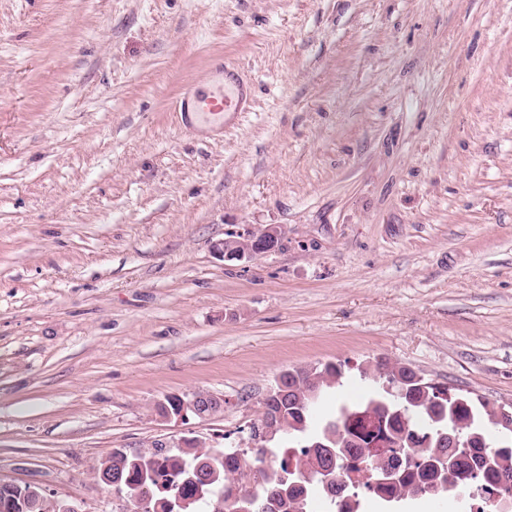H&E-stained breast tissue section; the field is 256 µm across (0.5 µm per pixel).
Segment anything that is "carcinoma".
Instances as JSON below:
<instances>
[{
  "instance_id": "1",
  "label": "carcinoma",
  "mask_w": 512,
  "mask_h": 512,
  "mask_svg": "<svg viewBox=\"0 0 512 512\" xmlns=\"http://www.w3.org/2000/svg\"><path fill=\"white\" fill-rule=\"evenodd\" d=\"M375 391L356 404H343L330 419L315 415L321 392L340 382L344 365L327 362L298 367L279 376V391L263 401L259 425L285 438L282 446L220 448L217 454L194 446L158 444L142 465L112 454L106 470L112 481L150 498L153 512H240L247 500L264 512H307L309 496L295 491L307 480L326 494L327 512H376L393 501L418 499L430 489L453 487L463 474L481 491L478 512H498L491 494L512 482V430L495 422L498 405L450 392L407 365L379 360L359 368ZM402 396H395L396 392ZM390 447L374 448L382 433ZM469 441L465 447L462 441ZM334 475L330 483L323 472ZM0 512H54L37 500L13 503Z\"/></svg>"
}]
</instances>
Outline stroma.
Here are the masks:
<instances>
[{
	"label": "stroma",
	"instance_id": "1",
	"mask_svg": "<svg viewBox=\"0 0 512 512\" xmlns=\"http://www.w3.org/2000/svg\"><path fill=\"white\" fill-rule=\"evenodd\" d=\"M381 357L512 406V0H0V482L129 512L114 449L251 447L280 373L348 364L327 416ZM244 86L238 83H226L218 88H210L207 92H196L191 99L195 113L218 114L220 112H247L248 102ZM282 238L280 225L247 227L243 231L227 235L216 248L224 260L249 264L279 250ZM223 408L224 398L209 392H196L185 397L169 395L157 404V411L161 417L165 419L177 417L185 421L189 415L205 418L220 412Z\"/></svg>",
	"mask_w": 512,
	"mask_h": 512
}]
</instances>
